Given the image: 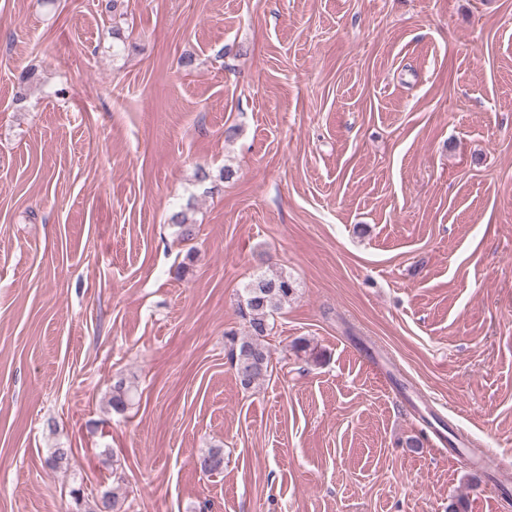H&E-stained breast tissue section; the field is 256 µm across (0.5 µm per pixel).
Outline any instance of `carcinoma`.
<instances>
[{"label": "carcinoma", "instance_id": "1", "mask_svg": "<svg viewBox=\"0 0 512 512\" xmlns=\"http://www.w3.org/2000/svg\"><path fill=\"white\" fill-rule=\"evenodd\" d=\"M180 242H189L196 236V225L187 213L177 212L171 216ZM295 287L289 277L281 272L268 271L257 275L244 288L239 304L245 320L246 334L241 338H229L228 359L234 367L239 384L244 389L251 388L263 378L269 368L270 353L265 338L271 334L273 325L269 317L280 309L294 295ZM133 400L132 388L120 379L112 388L110 405L118 414L125 412ZM196 465L208 474L218 473L224 467V453L220 448H211L201 454ZM121 496L114 491H105L94 502L90 512H124Z\"/></svg>", "mask_w": 512, "mask_h": 512}]
</instances>
